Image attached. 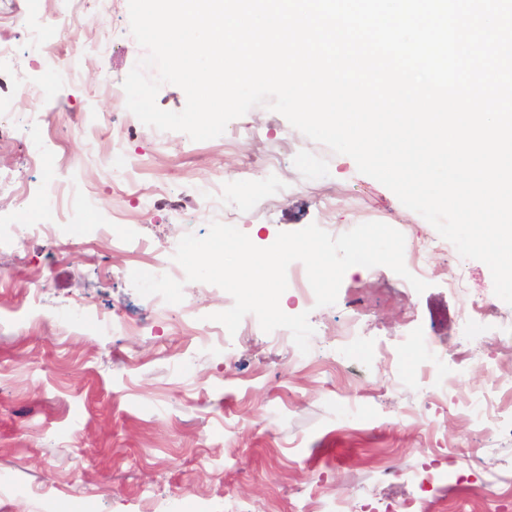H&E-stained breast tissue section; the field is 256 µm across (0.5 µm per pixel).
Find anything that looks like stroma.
<instances>
[{"label":"stroma","mask_w":512,"mask_h":512,"mask_svg":"<svg viewBox=\"0 0 512 512\" xmlns=\"http://www.w3.org/2000/svg\"><path fill=\"white\" fill-rule=\"evenodd\" d=\"M90 12L13 0L0 16V225L42 221L35 198L62 174L87 200L53 235L0 238V512H512V305L483 262L437 251L421 293L387 267L350 269L320 308L287 289L284 312L315 329L305 355L251 314L202 341L233 304L217 286L166 306L134 290L132 271L215 220L259 247L382 222L408 260L437 232L265 107L206 141L145 126L113 94L146 54L128 0ZM63 15L78 34L54 27ZM38 34L53 57L32 51ZM55 70L48 96L29 95ZM460 267L489 307L469 339L448 285ZM418 336L453 382L421 376ZM490 388L484 432L469 405Z\"/></svg>","instance_id":"35a3bbf8"}]
</instances>
